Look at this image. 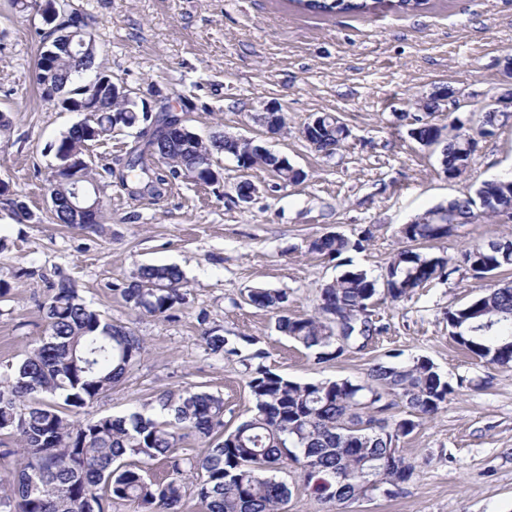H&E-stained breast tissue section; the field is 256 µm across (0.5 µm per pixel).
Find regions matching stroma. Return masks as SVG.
I'll return each mask as SVG.
<instances>
[{
    "mask_svg": "<svg viewBox=\"0 0 512 512\" xmlns=\"http://www.w3.org/2000/svg\"><path fill=\"white\" fill-rule=\"evenodd\" d=\"M93 16L99 60L153 111L193 100L189 125L202 139L221 133L264 140L304 170L297 185L276 186L260 168L217 156L223 186L168 178L155 192L130 181L137 129L89 143L86 158L103 168L105 219L98 230L54 223L47 180L52 146L82 120L46 103L33 83L41 37L10 0H0V110L11 127L0 136V180L32 214L16 223L0 206V368L39 344L41 303L59 278L86 302L132 329L146 350L106 396L81 410L88 422L133 411L154 414L165 392L199 386L224 400L235 428L253 408L244 358L263 354L271 371L298 382L363 380L377 363L430 359L454 391L431 421L400 438L417 463L394 499L343 504L342 512H512V368L464 353L449 334L448 313L470 301L476 283L464 272L436 279L410 298L378 297L381 325L365 347L323 363L276 328L278 315L314 314L323 287L348 266L383 277L400 249L396 232L418 214L474 193L482 181L512 175V114L479 138L471 167L444 176L437 154L408 135L415 101L441 87L455 95L432 116L444 125L512 94L503 59L512 56V0H427L400 11L391 0L364 14L320 15L289 0H70ZM279 102L287 127L267 135L251 113ZM341 118L348 136L335 153L318 152L302 134L314 116ZM257 186L249 206L236 186ZM365 237L363 249L331 259L310 242L330 233ZM512 233V221L482 218L436 243L446 257ZM144 265H173L187 280L185 303L172 316L133 310L118 292ZM286 293L274 311L249 304L250 290ZM222 329L229 341L255 337L240 355L214 354L201 337Z\"/></svg>",
    "mask_w": 512,
    "mask_h": 512,
    "instance_id": "stroma-1",
    "label": "stroma"
}]
</instances>
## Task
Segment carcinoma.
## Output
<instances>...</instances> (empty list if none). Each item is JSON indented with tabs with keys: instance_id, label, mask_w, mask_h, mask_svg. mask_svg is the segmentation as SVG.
Segmentation results:
<instances>
[{
	"instance_id": "cac0c4a2",
	"label": "carcinoma",
	"mask_w": 512,
	"mask_h": 512,
	"mask_svg": "<svg viewBox=\"0 0 512 512\" xmlns=\"http://www.w3.org/2000/svg\"><path fill=\"white\" fill-rule=\"evenodd\" d=\"M304 9L321 14L365 12L370 3L383 0H293ZM58 20L41 33L42 44L34 81L41 98L54 97L73 106L91 100L89 126L71 128L60 139L55 156L64 165L48 179L49 195H58L52 208L58 224H74L66 205L72 165L83 159L88 143L112 134L118 126H139L143 149L128 168L148 174L144 155L161 162L171 176L183 175L195 182L212 184L223 178L213 168V156L222 152L244 154L245 146L221 134L205 141L186 125L189 102L181 100L179 120L185 132L163 135L171 113L152 115L150 106L136 99L124 103L112 98V74L96 63L98 50L86 55L74 52L64 34L81 30L93 35L90 18L69 3L59 5ZM51 63L44 64L48 48ZM97 70L94 96L79 74ZM424 114L411 123L408 135L421 146L439 153L448 178L461 177L470 167L476 136L493 126L486 112L478 113L475 127L464 130L455 117L448 125L432 123L436 105H423ZM342 123L327 115L315 130L319 151L337 148ZM153 173V172H151ZM154 182L163 176L153 173ZM482 185L500 203L512 204V187L502 180ZM429 209L413 223L398 229L405 243L392 258L384 277L386 294L401 300L436 278L460 269L482 280L502 268H512V236L486 247L464 250L457 259L428 256L419 251L424 243L457 234L482 214L466 196L448 201L449 224H436ZM369 234L353 240L327 234L310 243L313 253L335 259L362 248ZM122 298L134 309L152 316H170L186 300V280L175 266H143L124 287ZM379 294L378 279L351 268L322 289L321 304L314 314L278 317V330L314 352L319 363L338 358L345 350L378 332L365 310ZM248 298L262 308L277 309L286 295L254 289ZM46 335L0 382V432L19 442L21 462L8 483L0 482V512H112L123 502L137 503L142 512H178L187 489L185 476H196L194 491L201 512H281L291 490L277 473L294 466L302 471L326 506L375 495L393 498L414 476V461L391 451L393 439L411 434L432 419L452 387L428 358L409 364L373 365L362 381L336 379L301 383L272 372L266 366L246 365L253 409L251 417L234 430H224V400L204 391L166 393L159 398L172 415L159 420L139 411L123 416H103L82 423L68 418L97 401L124 377L144 350L143 340L130 328L110 324L101 312L87 304L67 278L50 286L41 304ZM448 325L457 329L454 340L479 360L512 368V285L489 288L466 305L448 312ZM345 336L338 338V328ZM202 338L214 353L238 354V348L217 328H205ZM410 409V417L394 422L385 431L372 426L379 414L397 403ZM194 434L208 441L201 453L183 451L181 441ZM161 461L167 477L152 481L148 465Z\"/></svg>"
}]
</instances>
